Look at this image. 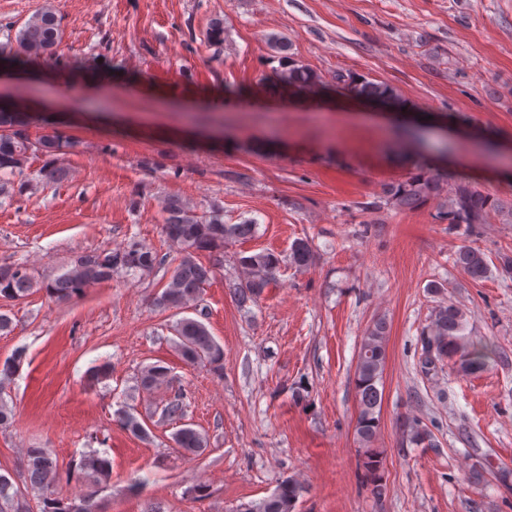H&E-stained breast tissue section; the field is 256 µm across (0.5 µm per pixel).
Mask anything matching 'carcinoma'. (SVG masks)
Segmentation results:
<instances>
[{"label":"carcinoma","mask_w":512,"mask_h":512,"mask_svg":"<svg viewBox=\"0 0 512 512\" xmlns=\"http://www.w3.org/2000/svg\"><path fill=\"white\" fill-rule=\"evenodd\" d=\"M224 19L210 20L206 37L217 48L224 46ZM61 40L60 20L56 11L46 7L33 15L17 32L0 44V64H12L23 56L37 61L55 54ZM267 45L277 54L279 67L272 75L274 85L282 88L308 89L322 84L320 76L295 58L288 40L278 34L267 36ZM336 80L342 89L372 103L392 106L404 104L395 88L382 81L349 73L339 74ZM31 116L21 111L14 102L0 101V198L11 200L29 189L30 181L23 179L24 166L29 155L40 153L49 157L41 169L46 184H54L65 176L57 166L56 155L63 143L57 136H41L31 139L25 127ZM386 204L397 210H414L427 203L436 202L435 218L453 230L462 225L471 233L478 232L487 223L489 213L504 210L512 213V203L496 201L479 186L457 180L448 183V175L433 173L416 167L409 175L383 190ZM163 231L177 247L175 265L162 292L154 299L157 307L173 309L184 317L173 325L175 349L181 359L190 365L208 364L220 371L224 368V349L211 335L206 325L191 316L189 310H197L204 288L209 285L214 266L198 261L203 251L218 253L224 244L245 240L255 233L256 224L245 220L239 224H226L220 208L199 213L187 202L171 196L164 202ZM316 260V251L307 239L295 240L288 255L261 251L239 258L243 282L234 288L239 304L256 301L266 288L277 280L283 264L296 269H306ZM455 265L470 279L477 281L490 273L485 254L474 247L462 246L454 256ZM160 264L151 249L131 243L116 250L94 252L78 257L71 269L53 277L36 278L27 264L17 262L0 266V299L17 301L29 295L36 287L59 302L80 296L90 285L112 279L117 274L126 276L145 275ZM466 313L459 306L448 302L437 305L422 332L421 371L428 374L445 359L454 361L459 373L473 375L485 371L496 355L497 347L486 341H473L464 334ZM388 323L386 318L375 319L362 337L354 375L358 411L354 434L359 444L360 467L363 477L371 485L372 494L382 498L387 486L382 481L383 450L376 447L380 428L383 399V374L387 362ZM25 358V350L17 349L5 361L0 373V389L16 373ZM169 383V368L154 363L140 372V385L148 390ZM185 395L178 390L162 410V418L168 421L185 417ZM120 425L132 435L145 439L149 433L138 418L129 411L119 417ZM406 440L416 446L431 443L430 432L415 418L403 423ZM173 447L184 455H202L209 447L204 433L185 424L171 435ZM79 469L91 478L94 490L73 500L54 497V483L58 475L55 453L51 448H29L23 462L25 483L40 497L41 512H98L96 493L111 479V460L106 454L92 449L81 456ZM306 492L305 485L290 477L281 481L267 497L243 504L238 512H295L299 497ZM19 490L12 480L0 474V512H20Z\"/></svg>","instance_id":"cac0c4a2"}]
</instances>
